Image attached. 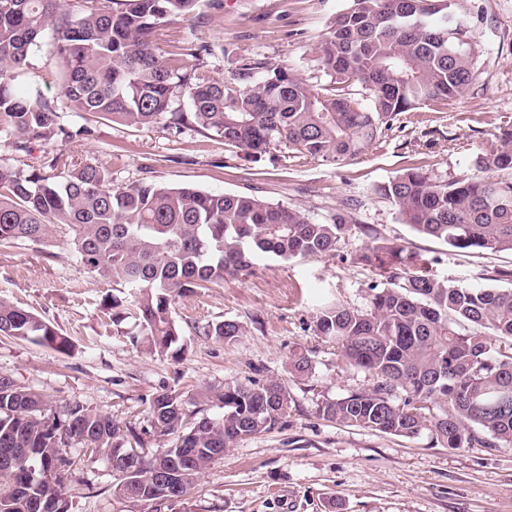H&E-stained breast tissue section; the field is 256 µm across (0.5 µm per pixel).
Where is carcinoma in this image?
<instances>
[{"label": "carcinoma", "mask_w": 512, "mask_h": 512, "mask_svg": "<svg viewBox=\"0 0 512 512\" xmlns=\"http://www.w3.org/2000/svg\"><path fill=\"white\" fill-rule=\"evenodd\" d=\"M61 2L0 0V135L25 153L35 142L47 146L28 171L0 163V244L69 247L94 279L128 292L127 301L102 300L104 319L133 320L136 346L174 360L184 351L176 298L220 286L260 257L330 254L352 225L342 214L317 223L253 196L146 182L115 190L108 169L76 162L61 144L90 135L93 118L149 128L171 115L250 154L279 142L298 160L339 162L359 156L398 115L453 98L475 78V50L456 0H352L324 39L319 71L327 83L316 90L258 58L239 60L244 84L237 85L161 55L159 31L192 15L200 0H73L72 11ZM48 28L61 67L60 102L33 101L13 88ZM180 98L188 111L173 108ZM65 109L85 122L63 124ZM475 165L512 172V125L497 127ZM377 191L403 223L450 249L512 251V177L448 181L410 167ZM360 231L370 243L357 260L370 266L389 257L400 272L372 288L364 308L336 303L315 313L314 334L373 377L369 388L321 402L319 414L397 437L426 433L451 450L511 446L512 289L440 281L404 245L370 226ZM241 332L235 321L204 327L226 341ZM0 336L59 352L72 347L51 323L4 298ZM312 371L307 354L289 357L292 377L302 381ZM199 397L214 414L198 415L173 391L151 398L154 435L174 437L157 455L109 414L79 402L57 410L1 374L0 512H35L52 494L61 497L59 512H70V487L82 484L85 464L122 455L112 498L152 512L166 468L181 470L179 493L187 495L226 449L273 429L292 401L274 378L226 382Z\"/></svg>", "instance_id": "1"}]
</instances>
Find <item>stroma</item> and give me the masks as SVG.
I'll use <instances>...</instances> for the list:
<instances>
[{
  "mask_svg": "<svg viewBox=\"0 0 512 512\" xmlns=\"http://www.w3.org/2000/svg\"><path fill=\"white\" fill-rule=\"evenodd\" d=\"M349 6L350 0H201L189 19L166 24L158 47L164 56L181 55L186 68L200 66L228 82L246 55L313 85L324 37ZM457 9L478 45L475 81L444 104L402 113L379 141L340 165L319 159L286 165L282 143L252 158L192 127L92 122V134L66 150L76 161L109 168L113 187L148 181L254 195L317 222L347 214L353 229L331 254L260 258L222 286L177 298L174 317L187 342L177 362L133 347L131 321L103 323L99 305L112 287L95 281L65 246L0 245V298L50 322L72 343L60 353L0 336V374L54 405L96 407L142 432L153 449L172 444L149 431L153 394L174 390L191 399L227 381L281 379L293 398L286 416L227 449L172 512H512V446L449 450L426 435L381 434L318 413L321 401L372 383L311 329L322 298L362 307L372 286L389 280L391 261L357 263L366 242L360 225L405 245L455 285L491 287L496 269L512 267L510 252L456 251L419 235L377 191L409 167L448 180L475 174L477 154L501 122L512 121V0H457ZM14 86L28 97L60 98L52 31H45ZM224 320L243 325V333L230 342L204 334L206 324ZM296 351L314 366L303 381L288 373ZM80 478L73 512H130V505L113 501L103 462L85 466Z\"/></svg>",
  "mask_w": 512,
  "mask_h": 512,
  "instance_id": "stroma-1",
  "label": "stroma"
}]
</instances>
